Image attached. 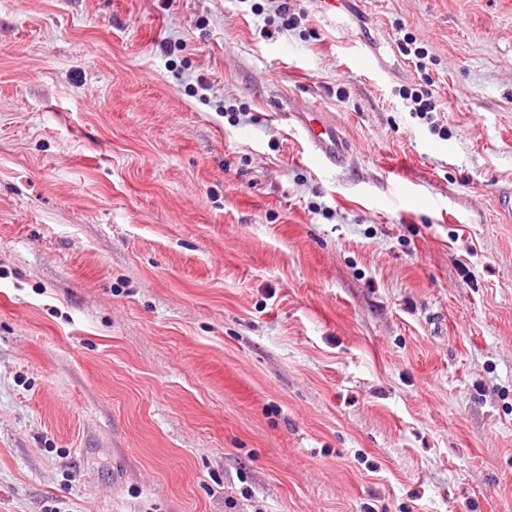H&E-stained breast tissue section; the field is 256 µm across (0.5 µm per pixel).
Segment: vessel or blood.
<instances>
[{
  "label": "vessel or blood",
  "mask_w": 512,
  "mask_h": 512,
  "mask_svg": "<svg viewBox=\"0 0 512 512\" xmlns=\"http://www.w3.org/2000/svg\"><path fill=\"white\" fill-rule=\"evenodd\" d=\"M290 118L305 136L319 165L342 168L349 164L351 146L335 121L321 112H294Z\"/></svg>",
  "instance_id": "obj_1"
}]
</instances>
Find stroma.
<instances>
[{
    "label": "stroma",
    "mask_w": 512,
    "mask_h": 512,
    "mask_svg": "<svg viewBox=\"0 0 512 512\" xmlns=\"http://www.w3.org/2000/svg\"><path fill=\"white\" fill-rule=\"evenodd\" d=\"M291 4L0 0V512H512V0ZM404 100H411L413 108L410 109L411 114L420 116L423 119L432 120L431 113L436 110V104L432 101V93L428 90H422L420 92H405L401 94ZM431 128L437 130L439 125L435 124V121H431ZM289 117L305 136L320 166L342 168L349 164L351 146L335 121L322 112H292Z\"/></svg>",
    "instance_id": "stroma-1"
}]
</instances>
